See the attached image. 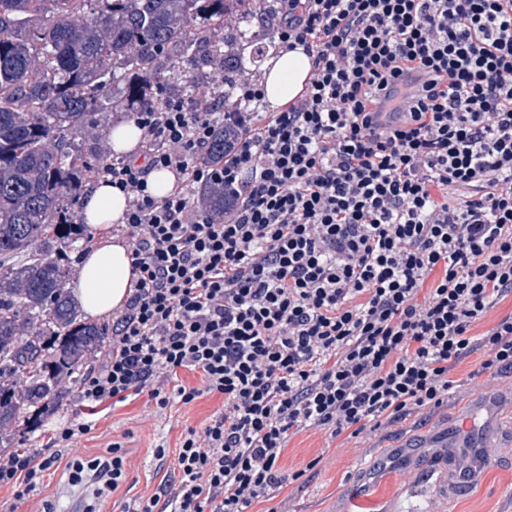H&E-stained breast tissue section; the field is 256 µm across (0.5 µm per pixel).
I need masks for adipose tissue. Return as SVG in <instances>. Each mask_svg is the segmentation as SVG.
Returning a JSON list of instances; mask_svg holds the SVG:
<instances>
[{"label":"adipose tissue","instance_id":"ef3b65f1","mask_svg":"<svg viewBox=\"0 0 512 512\" xmlns=\"http://www.w3.org/2000/svg\"><path fill=\"white\" fill-rule=\"evenodd\" d=\"M311 60L303 49L282 51L263 66L265 98L272 109L288 106L310 77ZM127 198L105 181L93 185L84 202L82 219L95 243L80 258L72 294L86 318L102 321L121 309L132 294L130 248L125 238L113 234L123 223Z\"/></svg>","mask_w":512,"mask_h":512}]
</instances>
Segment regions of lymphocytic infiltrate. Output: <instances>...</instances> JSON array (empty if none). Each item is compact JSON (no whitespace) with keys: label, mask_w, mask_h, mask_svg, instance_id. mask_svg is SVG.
Instances as JSON below:
<instances>
[{"label":"lymphocytic infiltrate","mask_w":512,"mask_h":512,"mask_svg":"<svg viewBox=\"0 0 512 512\" xmlns=\"http://www.w3.org/2000/svg\"><path fill=\"white\" fill-rule=\"evenodd\" d=\"M274 38L311 59L286 110L252 72L204 110L149 102L131 114L147 165L98 170L127 197L134 289L80 400L223 398L185 428L174 483L126 512H246L280 487L293 434L438 408L476 352L475 375L512 370V314L471 332L512 297V0H281ZM219 123L238 138L216 172L198 159ZM153 170L175 190L152 196ZM216 178L219 214L192 193ZM43 451L0 454L15 503ZM129 467L116 444L66 469L113 492Z\"/></svg>","instance_id":"lymphocytic-infiltrate-1"}]
</instances>
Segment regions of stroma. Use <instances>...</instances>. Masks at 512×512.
<instances>
[{"label":"stroma","instance_id":"35a3bbf8","mask_svg":"<svg viewBox=\"0 0 512 512\" xmlns=\"http://www.w3.org/2000/svg\"><path fill=\"white\" fill-rule=\"evenodd\" d=\"M130 118L124 110L99 112L95 115L98 130L83 124L76 127L73 136L84 158L95 164L109 157L108 129ZM478 361L474 355L457 368L447 404L434 412L356 438L332 441L320 431L294 436L285 463L290 470L302 471V478L285 480L274 498L253 503L249 512H512V372L471 379ZM484 399L497 433V456L486 460L474 484L441 496L437 488L441 465L431 462L410 469L404 455L432 453L460 426L467 409ZM221 404L220 397L205 395L190 404L160 410L141 397L102 412L95 428L74 447L63 449L62 455L65 462L90 459L120 444L129 458L130 474L109 495L103 512H122L126 502L148 500L160 484L173 482L171 452L185 427L200 426ZM160 444L170 452L162 460L153 454ZM312 460L316 468L306 471ZM93 497L92 486L72 485L64 465L55 466L44 472L34 495L18 510L10 508L11 489L1 488L0 512H43L48 502L65 512L70 499L86 502Z\"/></svg>","mask_w":512,"mask_h":512}]
</instances>
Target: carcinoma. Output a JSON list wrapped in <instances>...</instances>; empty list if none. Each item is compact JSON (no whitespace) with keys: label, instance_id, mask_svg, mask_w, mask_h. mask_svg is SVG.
Returning <instances> with one entry per match:
<instances>
[{"label":"carcinoma","instance_id":"1","mask_svg":"<svg viewBox=\"0 0 512 512\" xmlns=\"http://www.w3.org/2000/svg\"><path fill=\"white\" fill-rule=\"evenodd\" d=\"M280 0H0V433L68 395L108 337L80 318L59 255L72 246L57 222L96 166L71 130L101 111L131 110L173 81L182 64L220 63L234 92L238 74L272 46L245 54L256 26L279 18ZM234 18L224 43L201 24ZM236 131L215 126L201 163L224 166ZM202 202L224 211V182H207Z\"/></svg>","mask_w":512,"mask_h":512}]
</instances>
